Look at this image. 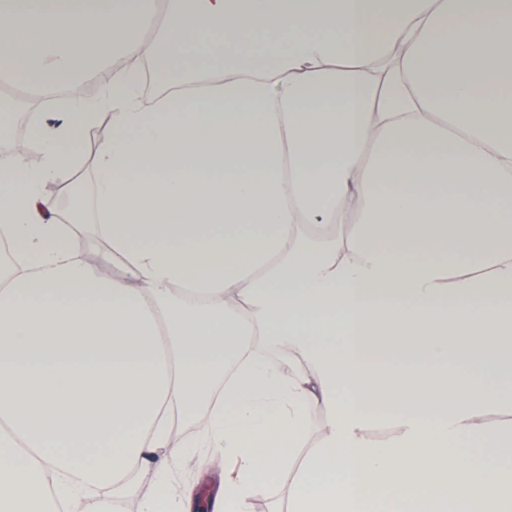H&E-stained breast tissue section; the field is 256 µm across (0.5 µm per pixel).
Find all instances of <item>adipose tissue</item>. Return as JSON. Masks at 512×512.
<instances>
[{
  "label": "adipose tissue",
  "mask_w": 512,
  "mask_h": 512,
  "mask_svg": "<svg viewBox=\"0 0 512 512\" xmlns=\"http://www.w3.org/2000/svg\"><path fill=\"white\" fill-rule=\"evenodd\" d=\"M1 32L44 96L124 59L77 106L112 114L111 266L44 192L70 122L0 167V512H198L139 492L191 448L237 464L213 512H512V0H0Z\"/></svg>",
  "instance_id": "adipose-tissue-1"
}]
</instances>
